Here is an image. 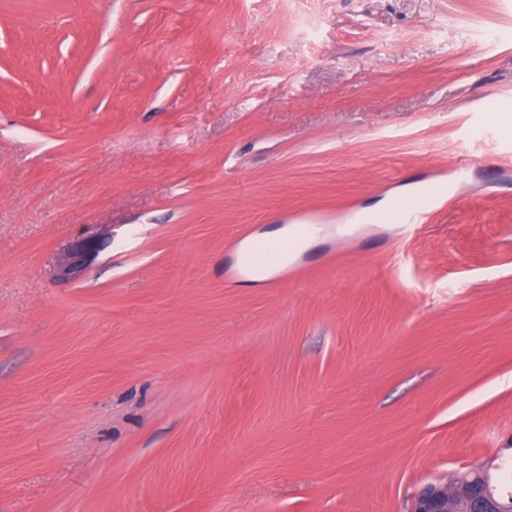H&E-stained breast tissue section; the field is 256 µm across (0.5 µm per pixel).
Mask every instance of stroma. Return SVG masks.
Listing matches in <instances>:
<instances>
[{
    "label": "stroma",
    "instance_id": "obj_1",
    "mask_svg": "<svg viewBox=\"0 0 512 512\" xmlns=\"http://www.w3.org/2000/svg\"><path fill=\"white\" fill-rule=\"evenodd\" d=\"M510 458L512 0H0V512H411ZM430 213L428 206L421 198H406L396 203L394 217L397 223L409 226L426 223Z\"/></svg>",
    "mask_w": 512,
    "mask_h": 512
}]
</instances>
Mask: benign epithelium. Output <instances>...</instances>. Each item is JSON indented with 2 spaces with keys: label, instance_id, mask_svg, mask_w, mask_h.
Instances as JSON below:
<instances>
[{
  "label": "benign epithelium",
  "instance_id": "7a95c632",
  "mask_svg": "<svg viewBox=\"0 0 512 512\" xmlns=\"http://www.w3.org/2000/svg\"><path fill=\"white\" fill-rule=\"evenodd\" d=\"M93 252L94 241L82 239L74 251L75 261L63 266L61 274H73ZM471 470L474 478L466 486L446 477L424 486L415 499L412 512H502V498L493 492V486L485 480L484 466L476 464Z\"/></svg>",
  "mask_w": 512,
  "mask_h": 512
}]
</instances>
